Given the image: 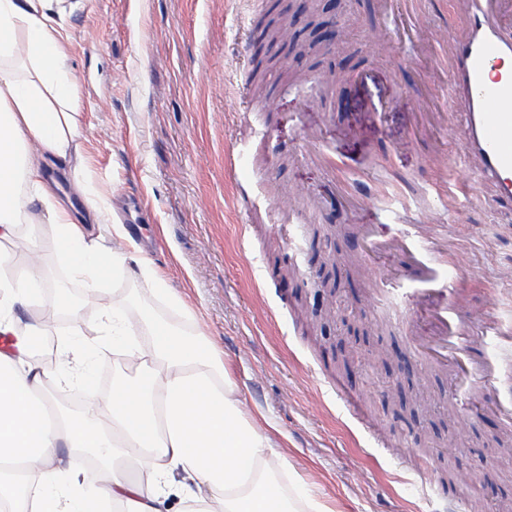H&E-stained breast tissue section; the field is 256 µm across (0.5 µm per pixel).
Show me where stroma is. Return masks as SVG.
<instances>
[{"label": "stroma", "mask_w": 512, "mask_h": 512, "mask_svg": "<svg viewBox=\"0 0 512 512\" xmlns=\"http://www.w3.org/2000/svg\"><path fill=\"white\" fill-rule=\"evenodd\" d=\"M299 0H83L66 22L69 60L83 101L79 176L92 193L112 197L121 223L136 204L138 229L111 280L109 302L144 311L177 329L206 336L241 394V409L273 424L279 447L272 466L288 462L294 479L332 512H446L436 489L478 483L498 512L512 507V459L498 450L512 434L494 404L496 391L452 380L409 352L408 338L432 332L426 309L386 308L375 289L396 287L400 257L388 252L351 264L355 227L380 237L413 227L447 250L440 261L460 276L458 315L478 335L485 314L512 318V208L491 200L475 169L449 157L465 136L463 112L438 42L453 33L459 0H415L423 29L406 41L386 18L398 0H338L339 36L311 63L343 71L335 88L298 87L266 76V102L253 96L257 58L287 66L294 55L261 37L263 16ZM320 139L335 172L310 159ZM245 155L234 161L232 150ZM262 202L247 209L243 194ZM398 208L399 218L388 215ZM302 250L288 254V236ZM337 252V320L323 315L326 273L316 256ZM145 252L182 308L141 288L134 255ZM292 263L300 274L281 281ZM50 306L59 293L79 307L78 320L54 316L52 336L36 345L44 392L79 413L104 400L126 356L113 352L97 304L82 282L51 269ZM99 346L94 382L82 400L57 381L73 330ZM391 354L388 364L376 360ZM343 381L367 408L350 414L333 385ZM484 410L480 423L414 411L395 392Z\"/></svg>", "instance_id": "obj_1"}]
</instances>
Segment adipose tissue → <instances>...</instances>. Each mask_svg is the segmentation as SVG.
<instances>
[{
	"label": "adipose tissue",
	"mask_w": 512,
	"mask_h": 512,
	"mask_svg": "<svg viewBox=\"0 0 512 512\" xmlns=\"http://www.w3.org/2000/svg\"><path fill=\"white\" fill-rule=\"evenodd\" d=\"M66 15L62 0H0V335L13 340L0 352V512H159L177 469L196 480L184 512H330L304 484L283 486L267 461L276 440L243 416L223 360L200 337L103 304L105 282L126 258L104 250L93 227L111 225L119 240L129 231L113 223L108 196L82 213L74 199L85 182L62 192L50 177L83 165ZM24 224L51 229L30 237L29 262L10 249ZM45 252L100 301L113 350L133 361L113 376L104 404L74 417L43 392L30 340L37 330L14 315L41 301L46 270L35 257ZM144 332L145 349L136 343ZM60 446L94 454L97 470L61 466Z\"/></svg>",
	"instance_id": "adipose-tissue-1"
}]
</instances>
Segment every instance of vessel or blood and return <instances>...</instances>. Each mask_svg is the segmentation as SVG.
<instances>
[{"label":"vessel or blood","instance_id":"obj_1","mask_svg":"<svg viewBox=\"0 0 512 512\" xmlns=\"http://www.w3.org/2000/svg\"><path fill=\"white\" fill-rule=\"evenodd\" d=\"M453 65L450 79L458 88L466 122V137L461 150L464 162L474 164L480 176L495 182L494 201L512 206V0H466L463 27L451 37ZM403 266L417 269L412 288H389L385 303L407 307L421 295L441 290L454 296L457 278L444 267L433 266L431 249L418 233L409 231L399 243ZM451 307L435 311L433 318L442 334L432 343H419L412 352L420 361L450 368L455 377L494 386L498 380L495 365L486 370L466 373L460 363L470 340L452 322ZM502 336L497 316L484 323L480 344L486 353H494Z\"/></svg>","mask_w":512,"mask_h":512}]
</instances>
